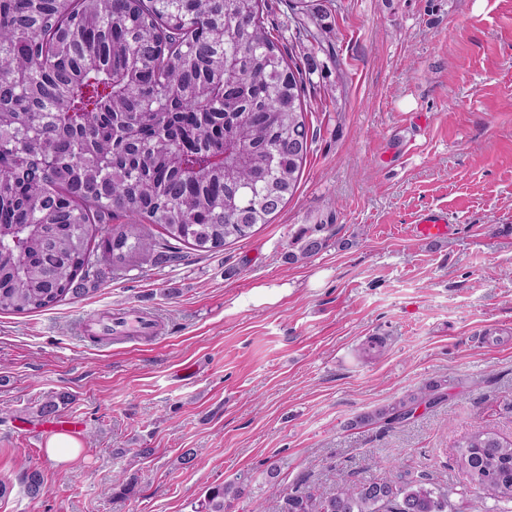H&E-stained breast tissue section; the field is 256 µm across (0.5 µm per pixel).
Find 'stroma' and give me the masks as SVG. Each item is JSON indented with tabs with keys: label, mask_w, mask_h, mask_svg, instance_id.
Listing matches in <instances>:
<instances>
[{
	"label": "stroma",
	"mask_w": 512,
	"mask_h": 512,
	"mask_svg": "<svg viewBox=\"0 0 512 512\" xmlns=\"http://www.w3.org/2000/svg\"><path fill=\"white\" fill-rule=\"evenodd\" d=\"M323 23L329 48L303 73L310 150L271 223L0 314V512H191L239 477L228 512H279L273 467L318 497L401 472L459 489L474 426L512 442V0H330ZM428 208L448 238L411 237ZM311 236L326 245L301 257ZM143 307L157 336L89 338ZM433 382L437 405L360 422ZM60 394L82 423L67 463L28 430Z\"/></svg>",
	"instance_id": "35a3bbf8"
}]
</instances>
